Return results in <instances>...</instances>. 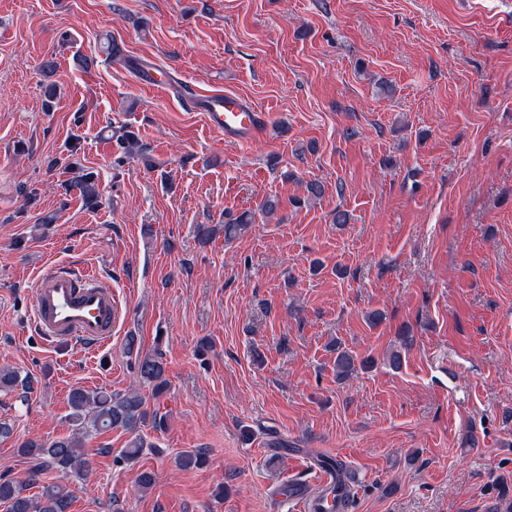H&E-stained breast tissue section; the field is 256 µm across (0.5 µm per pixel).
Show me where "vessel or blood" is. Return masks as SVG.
Instances as JSON below:
<instances>
[{
	"label": "vessel or blood",
	"mask_w": 512,
	"mask_h": 512,
	"mask_svg": "<svg viewBox=\"0 0 512 512\" xmlns=\"http://www.w3.org/2000/svg\"><path fill=\"white\" fill-rule=\"evenodd\" d=\"M209 127L224 138L245 142L266 122L262 112L240 97L210 92L196 97ZM31 316L36 332L55 346L79 344L86 350L109 345L117 318L111 283L97 273L68 263H56L37 279ZM353 484L338 486L325 471L315 487L301 497L303 512H346Z\"/></svg>",
	"instance_id": "obj_1"
}]
</instances>
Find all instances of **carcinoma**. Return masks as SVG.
Returning <instances> with one entry per match:
<instances>
[{
	"label": "carcinoma",
	"instance_id": "1",
	"mask_svg": "<svg viewBox=\"0 0 512 512\" xmlns=\"http://www.w3.org/2000/svg\"><path fill=\"white\" fill-rule=\"evenodd\" d=\"M119 147L128 156L136 154L147 158V147L131 132L119 136ZM83 199L89 204H97L100 197L98 183L90 172L75 179ZM253 223L251 213L244 212L235 219L222 224L224 239L231 240L245 231ZM137 337L126 339L125 352L135 355L139 383L151 388V398L159 399L169 382L165 377L164 363L156 354L135 350ZM355 360L344 350L336 356V373L347 376L354 370ZM21 389L20 401L33 390V379L17 371L0 368V390ZM70 413L68 421L72 426L66 437L49 442L27 440L20 444L18 453L30 460L31 467L27 479H0V502L8 506V512H69L73 491L70 484L86 478L88 472V450L85 439L93 432L120 429L131 435L118 461H129L140 454L144 446L140 434L141 427L150 424L158 430L165 426V417L157 411H148V397L138 388L112 393L103 390L73 389L69 397ZM206 452L200 449L180 452L176 463L184 469L203 466ZM46 469L59 474L60 482L41 487L40 492L30 495L29 487Z\"/></svg>",
	"mask_w": 512,
	"mask_h": 512
}]
</instances>
